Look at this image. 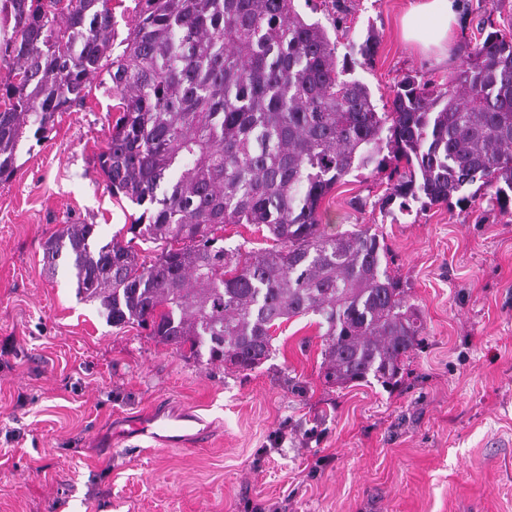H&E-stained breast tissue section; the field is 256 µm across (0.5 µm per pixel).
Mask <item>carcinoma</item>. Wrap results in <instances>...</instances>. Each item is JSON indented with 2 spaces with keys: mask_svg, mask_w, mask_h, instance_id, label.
I'll return each instance as SVG.
<instances>
[{
  "mask_svg": "<svg viewBox=\"0 0 512 512\" xmlns=\"http://www.w3.org/2000/svg\"><path fill=\"white\" fill-rule=\"evenodd\" d=\"M0 180L29 129L42 139L58 112L85 105L103 76L119 115L99 171L140 213L104 245L93 224L44 243L67 262L78 293L114 327L238 372L261 366L273 333L317 316L323 377L398 382L424 341V321L382 266L370 226L338 235L323 199L350 172L393 166L383 205L465 206L469 186L512 210V38L461 48L448 81L407 74L383 110L353 67H371L366 38L337 60L325 26L296 0H135L115 51L111 0H0ZM265 227L275 245L224 247V225ZM154 244L153 255L138 246Z\"/></svg>",
  "mask_w": 512,
  "mask_h": 512,
  "instance_id": "cac0c4a2",
  "label": "carcinoma"
}]
</instances>
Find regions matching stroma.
Segmentation results:
<instances>
[{"instance_id": "35a3bbf8", "label": "stroma", "mask_w": 512, "mask_h": 512, "mask_svg": "<svg viewBox=\"0 0 512 512\" xmlns=\"http://www.w3.org/2000/svg\"><path fill=\"white\" fill-rule=\"evenodd\" d=\"M415 0H345L336 53L380 41L354 78L384 104L407 74L444 83L400 36ZM111 83L25 135L0 181V512H512V215L471 205L383 206L386 173L347 175L321 206L327 233L384 237L426 339L400 383L324 382L314 316L274 334L238 373L182 355L138 326L112 327L71 272L48 271L45 239L93 224L100 243L136 208L97 166L115 117ZM194 409L197 448L109 444L112 419L154 402Z\"/></svg>"}]
</instances>
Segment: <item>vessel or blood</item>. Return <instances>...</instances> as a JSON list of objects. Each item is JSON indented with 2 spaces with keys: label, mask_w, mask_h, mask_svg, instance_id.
I'll use <instances>...</instances> for the list:
<instances>
[{
  "label": "vessel or blood",
  "mask_w": 512,
  "mask_h": 512,
  "mask_svg": "<svg viewBox=\"0 0 512 512\" xmlns=\"http://www.w3.org/2000/svg\"><path fill=\"white\" fill-rule=\"evenodd\" d=\"M193 416L187 412H173L168 408H157L129 425L114 428L116 442L125 443L134 438H146L162 445L190 446L203 443L205 434L188 432L187 424Z\"/></svg>",
  "instance_id": "vessel-or-blood-1"
}]
</instances>
